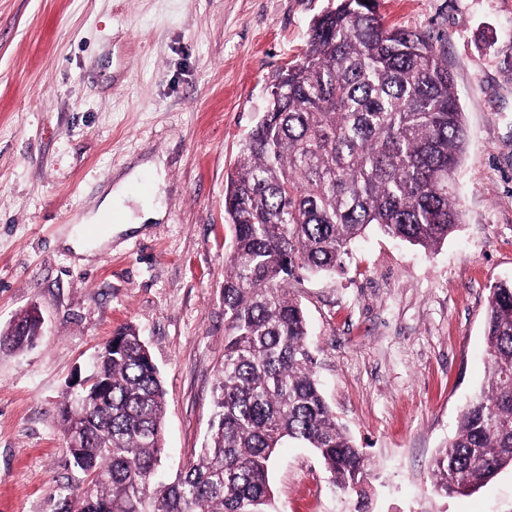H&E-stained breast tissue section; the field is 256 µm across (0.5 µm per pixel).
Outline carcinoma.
<instances>
[{
  "label": "carcinoma",
  "instance_id": "1",
  "mask_svg": "<svg viewBox=\"0 0 512 512\" xmlns=\"http://www.w3.org/2000/svg\"><path fill=\"white\" fill-rule=\"evenodd\" d=\"M379 0H337L227 174L224 362L195 463L158 477L166 415L160 371L128 326L97 355L85 405L58 410L80 475L53 512H270L276 448L297 441L336 485L362 495L368 464L316 375L306 317L290 296L302 274L343 268L367 230L424 249L460 223L451 177L466 127L444 47L390 28ZM489 374L433 462L436 491L468 493L512 468V282L492 289ZM39 338L32 312L0 329V350Z\"/></svg>",
  "mask_w": 512,
  "mask_h": 512
}]
</instances>
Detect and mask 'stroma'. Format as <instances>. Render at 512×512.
Instances as JSON below:
<instances>
[{
  "mask_svg": "<svg viewBox=\"0 0 512 512\" xmlns=\"http://www.w3.org/2000/svg\"><path fill=\"white\" fill-rule=\"evenodd\" d=\"M336 0H0V328L34 307L41 339L0 351V512H52L77 479L57 411L99 346L135 326L166 391V475L196 459L224 361L226 176ZM388 25L448 52L467 127L458 231L425 250L368 231L343 271L306 276L316 370L369 460V512H512V471L437 494L431 465L485 380L493 286L512 280V0H380ZM150 165L159 219L81 259L89 209ZM277 512H355L312 449L279 448Z\"/></svg>",
  "mask_w": 512,
  "mask_h": 512,
  "instance_id": "1",
  "label": "stroma"
}]
</instances>
